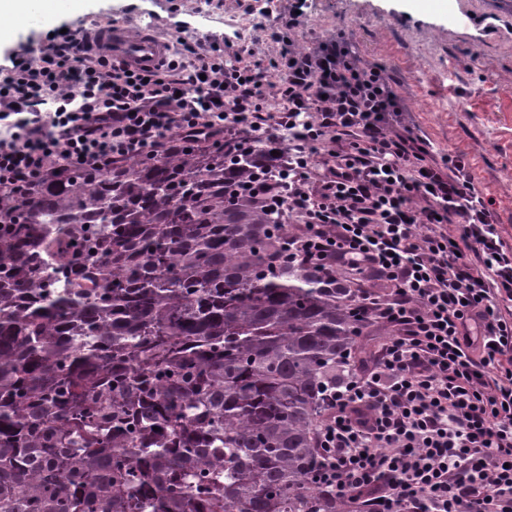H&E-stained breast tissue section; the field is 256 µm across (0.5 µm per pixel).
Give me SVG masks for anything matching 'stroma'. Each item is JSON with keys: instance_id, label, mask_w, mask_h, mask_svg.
I'll use <instances>...</instances> for the list:
<instances>
[{"instance_id": "35a3bbf8", "label": "stroma", "mask_w": 512, "mask_h": 512, "mask_svg": "<svg viewBox=\"0 0 512 512\" xmlns=\"http://www.w3.org/2000/svg\"><path fill=\"white\" fill-rule=\"evenodd\" d=\"M290 3L84 0L77 16L33 19L1 39L0 61L70 22L94 31L103 16L133 35L149 25L167 40L181 29L193 42L226 40L260 54L266 26ZM339 35L367 62L387 68L436 148L469 155L475 181L512 242V0H307L302 23L291 33L301 47Z\"/></svg>"}]
</instances>
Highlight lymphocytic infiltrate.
<instances>
[{
    "label": "lymphocytic infiltrate",
    "instance_id": "obj_1",
    "mask_svg": "<svg viewBox=\"0 0 512 512\" xmlns=\"http://www.w3.org/2000/svg\"><path fill=\"white\" fill-rule=\"evenodd\" d=\"M298 24L278 14L267 61L186 42L132 69L72 25L12 53L0 188L26 194L62 160L98 169L216 130L258 144L289 131L287 177L258 181L300 226L295 258L392 330L327 394L319 482L356 512H512V243L466 154L439 157L386 68L338 39L298 47Z\"/></svg>",
    "mask_w": 512,
    "mask_h": 512
}]
</instances>
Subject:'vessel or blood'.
Listing matches in <instances>:
<instances>
[{
  "mask_svg": "<svg viewBox=\"0 0 512 512\" xmlns=\"http://www.w3.org/2000/svg\"><path fill=\"white\" fill-rule=\"evenodd\" d=\"M95 42L104 53L139 69L159 66L173 52L170 42L161 40L148 30L132 35L125 29L112 26L99 30Z\"/></svg>",
  "mask_w": 512,
  "mask_h": 512,
  "instance_id": "b4317fda",
  "label": "vessel or blood"
}]
</instances>
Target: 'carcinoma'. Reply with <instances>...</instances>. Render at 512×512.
Here are the masks:
<instances>
[{"instance_id": "carcinoma-1", "label": "carcinoma", "mask_w": 512, "mask_h": 512, "mask_svg": "<svg viewBox=\"0 0 512 512\" xmlns=\"http://www.w3.org/2000/svg\"><path fill=\"white\" fill-rule=\"evenodd\" d=\"M214 133L0 190V512H346L324 392L373 325Z\"/></svg>"}]
</instances>
